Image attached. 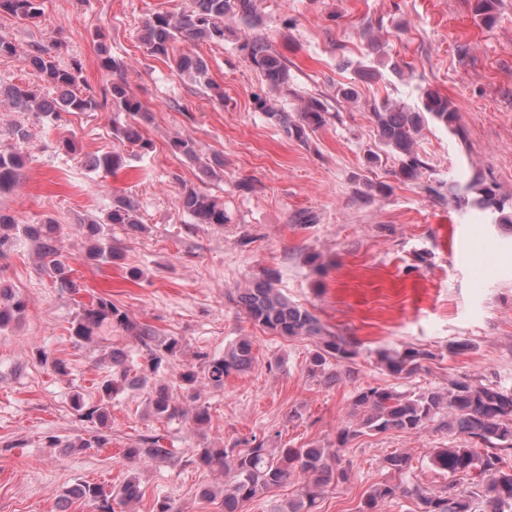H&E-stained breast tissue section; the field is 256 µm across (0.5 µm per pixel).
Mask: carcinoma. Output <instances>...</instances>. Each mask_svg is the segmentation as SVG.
Returning <instances> with one entry per match:
<instances>
[{
    "mask_svg": "<svg viewBox=\"0 0 512 512\" xmlns=\"http://www.w3.org/2000/svg\"><path fill=\"white\" fill-rule=\"evenodd\" d=\"M42 2L0 0V14L37 19L43 14ZM228 16H236L253 26L259 23L253 0H191V7L181 13H152L143 24L142 43L148 55L162 61L173 60L180 72L205 81V86L215 90V96L221 98L223 93L217 90V86L206 81L207 64L204 59L188 54L176 55L174 44L200 39L224 42L227 36L224 18ZM94 36L99 43L101 67L118 75L109 88L114 114L113 137L137 147L138 153L147 154L153 151V143L143 137L138 125L132 123L136 117L146 115V110L121 77L124 62L109 53L102 32L97 30ZM238 49L245 54L268 89L278 92L288 89L290 62L273 45L256 37L242 41ZM28 63L41 80L58 92V97L49 99L28 87L0 89V97H5L15 111L34 112L54 122L63 112H90L101 107L93 94L78 90L83 70L79 60L73 59L62 65L48 51L36 47L28 55ZM383 66L385 63L378 59H368L358 63L354 72L361 81L376 80L382 77L380 68ZM298 100L297 119L291 120L288 112L274 107L266 97H255L258 109L278 122L288 137L304 143L311 133L327 124L330 111L327 104L317 97L300 96ZM371 114L380 143L400 157L399 174L406 180L418 178L423 168L415 144L416 135L424 123L430 121L459 134L454 107L447 97L429 88L421 90L417 107L385 99L372 106ZM123 116L127 120H121ZM170 147L175 154L190 160L199 159L196 145L190 139L176 137ZM124 162L125 157L121 153H106L94 158L93 168L113 171L122 167ZM23 166L24 158L20 153L0 150V191L14 185ZM448 193L460 208L469 206L482 214L492 215L497 224H512V211H506V200L497 197L477 175L465 183L450 184ZM177 203L198 224L222 226L230 222L224 205L194 187L183 186ZM112 225L134 229L140 225L133 200L116 196L112 198L106 222L83 225L82 233L89 239L87 259L110 264L121 258L119 248L112 245ZM21 232L39 240L41 259L59 287H74L59 225L48 220L21 229L13 218L0 213L1 256L4 248L14 243ZM237 303L252 324L276 336L317 337L318 344L308 364V373L312 376L326 374L334 364L352 363L359 354L355 340L325 331L312 312L290 302L275 288L270 276L241 293ZM25 308L24 300L1 288L0 331ZM112 331L126 333L138 347L141 360L120 349L102 353L98 363L105 369V375L98 385V402L88 404L80 393L72 399V408L82 420L99 425L93 440L79 443L81 448L107 444L112 400L125 391L149 388L152 390L149 404L157 417L172 420L190 413L193 424L203 428L210 422V415L200 403L201 389L223 387L225 377L233 371L249 369L255 360L252 340L241 336L222 356L197 354L196 362L184 365L176 376L171 390L163 382L162 373L172 360L182 355L181 341L175 336L156 335L150 326L133 321L125 310L107 297H98L89 305L82 306L75 319L72 336L77 343L92 342ZM377 356L384 370L400 380L416 374L424 362L435 358V353L409 345L392 352L381 350ZM352 405L359 415V423L353 429L339 428L334 448L275 450L265 447V441L254 436L242 449L234 445L229 448H199L184 460L175 449L164 446L163 437L146 435L124 449V456L132 463L146 460H175L189 465L199 463L230 475L224 489L203 491L204 496L210 499L221 497L222 512H239L241 503L271 492L299 473L307 478L304 493L286 506L275 507L273 512H313L323 488L347 481L348 469L338 466V462L340 451L350 438L365 432L415 431L446 411L448 421L444 426L465 436L473 447L440 448L434 452L431 462L440 471L471 481V489L467 492H458L451 487L422 490L400 482H387L374 487L366 495L358 512H378L379 503L399 497L416 499L418 512H476V500L482 503L481 512L512 509V394L501 391L494 384L464 379L452 381L444 392L410 393L394 387L363 386L356 390ZM385 464L392 472L402 475L408 469L409 456L394 453L385 459ZM70 494L92 501L96 512H115L116 505L128 510L142 497L140 480L135 475L108 491L98 485L83 483L72 488Z\"/></svg>",
    "mask_w": 512,
    "mask_h": 512,
    "instance_id": "carcinoma-1",
    "label": "carcinoma"
}]
</instances>
